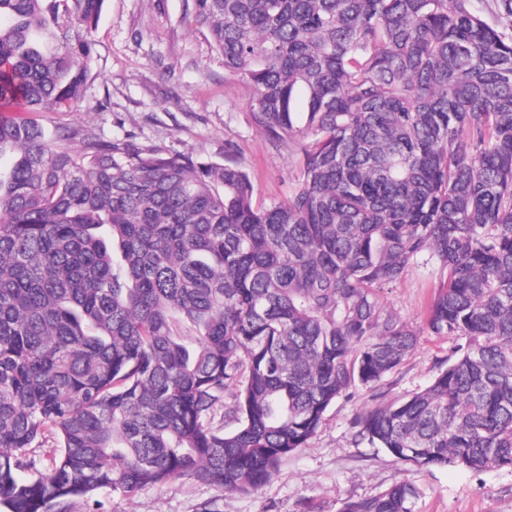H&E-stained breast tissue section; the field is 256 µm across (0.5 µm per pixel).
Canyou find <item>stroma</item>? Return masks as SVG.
<instances>
[{
  "mask_svg": "<svg viewBox=\"0 0 512 512\" xmlns=\"http://www.w3.org/2000/svg\"><path fill=\"white\" fill-rule=\"evenodd\" d=\"M190 11L191 0H105L84 87L89 110L40 112L38 122L50 131L74 130L73 149L91 134L220 161L230 140L256 203L287 197L298 172L295 155L252 125L248 85L227 74L223 56L191 25ZM436 283L431 269L416 266L385 289L382 300L417 327ZM453 347L451 338L420 335L390 386L359 388L339 399L308 446L289 455L258 492L231 494L173 478L131 497L102 494L104 512H339L344 501L375 496L400 481L418 489V512H512V469L407 470L352 438L350 421L361 408L423 390L447 367Z\"/></svg>",
  "mask_w": 512,
  "mask_h": 512,
  "instance_id": "stroma-1",
  "label": "stroma"
}]
</instances>
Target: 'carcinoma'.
<instances>
[{
  "label": "carcinoma",
  "instance_id": "obj_1",
  "mask_svg": "<svg viewBox=\"0 0 512 512\" xmlns=\"http://www.w3.org/2000/svg\"><path fill=\"white\" fill-rule=\"evenodd\" d=\"M104 2L0 0V512L176 477L257 492L414 352L380 294L419 263L438 276L423 330L456 360L356 413L353 439L512 469V0H192L252 123L297 157L268 205L231 141L222 162L75 150L11 116L87 108ZM418 497L403 481L339 512Z\"/></svg>",
  "mask_w": 512,
  "mask_h": 512
}]
</instances>
